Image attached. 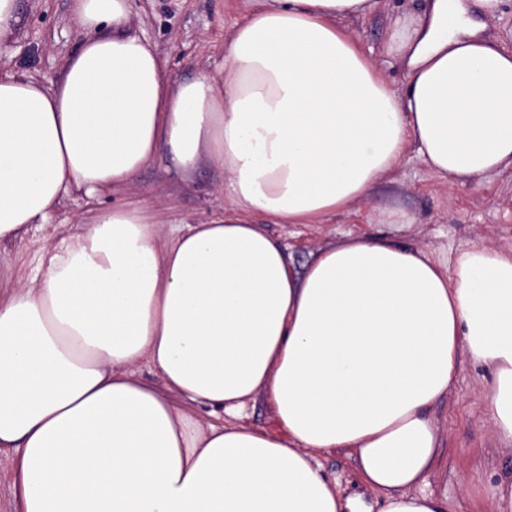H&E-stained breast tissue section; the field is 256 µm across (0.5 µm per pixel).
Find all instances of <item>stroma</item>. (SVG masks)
<instances>
[{
  "label": "stroma",
  "instance_id": "1",
  "mask_svg": "<svg viewBox=\"0 0 512 512\" xmlns=\"http://www.w3.org/2000/svg\"><path fill=\"white\" fill-rule=\"evenodd\" d=\"M397 8L396 0H387L376 14L353 23L352 28L361 48L399 88L403 75L384 50ZM245 10L243 0H133L131 24L165 58L172 79L181 81L219 62L224 34ZM77 36L70 0H22L13 32L0 37V62L19 75L58 76ZM223 180L221 170L206 165L192 182L181 183L156 162L137 175L121 200L145 209L157 223L183 220L200 224L221 212L223 200L216 189ZM112 203L109 196L90 201L73 195L63 200L51 223L27 225L19 239L0 245V281L34 275V256L53 228H63L68 234L83 232L78 216H92ZM393 209L407 213L410 221L388 226V233L409 244L428 243L442 256L455 255L479 242L512 247L511 174L446 184L412 153L402 159L395 182L378 187L371 202L360 209L337 214L323 224H273L269 230L287 246L293 267L300 271L317 245L340 240L347 233H372L383 213ZM486 375L484 367L463 361L452 393L431 408L446 440L429 489L452 503L465 500L466 512H492L487 488L512 471V456L496 450L483 414ZM477 460L484 465L485 488L466 499L463 482ZM319 461L323 472L338 482L342 494H365L349 451L329 450L320 454Z\"/></svg>",
  "mask_w": 512,
  "mask_h": 512
}]
</instances>
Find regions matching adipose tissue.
Returning a JSON list of instances; mask_svg holds the SVG:
<instances>
[{
    "instance_id": "adipose-tissue-1",
    "label": "adipose tissue",
    "mask_w": 512,
    "mask_h": 512,
    "mask_svg": "<svg viewBox=\"0 0 512 512\" xmlns=\"http://www.w3.org/2000/svg\"><path fill=\"white\" fill-rule=\"evenodd\" d=\"M256 2L187 80L130 31V0H72L56 78L0 68V242L159 160L185 182L223 170L226 201L172 231L97 211L0 286V464L21 512H366L316 461L336 448L381 512H464L419 487L445 440L429 410L466 358L512 447V249L447 262L349 234L299 273L268 231L364 204L411 151L447 183L512 172V48L487 24L501 0L402 10L386 47L401 90L346 28L380 0ZM258 398L283 435L238 423Z\"/></svg>"
}]
</instances>
